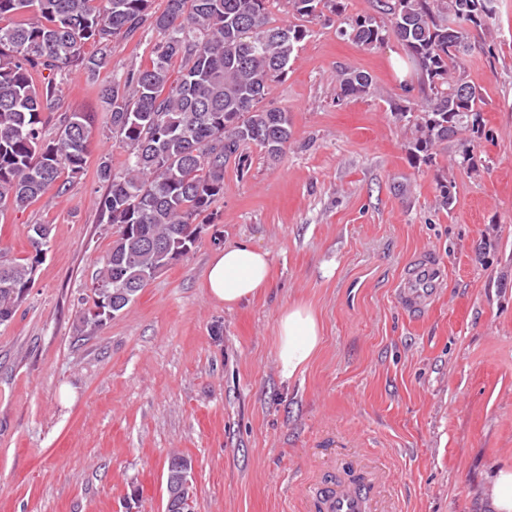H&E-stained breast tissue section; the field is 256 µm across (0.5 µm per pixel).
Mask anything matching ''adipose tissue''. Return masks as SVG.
I'll return each instance as SVG.
<instances>
[{"instance_id":"obj_1","label":"adipose tissue","mask_w":512,"mask_h":512,"mask_svg":"<svg viewBox=\"0 0 512 512\" xmlns=\"http://www.w3.org/2000/svg\"><path fill=\"white\" fill-rule=\"evenodd\" d=\"M272 278L267 250L242 241L217 251L208 264L205 286L209 296L234 307L253 300ZM321 326L309 305L284 308L276 325V351L285 379L304 372L321 344Z\"/></svg>"}]
</instances>
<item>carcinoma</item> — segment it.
Instances as JSON below:
<instances>
[{
	"mask_svg": "<svg viewBox=\"0 0 512 512\" xmlns=\"http://www.w3.org/2000/svg\"><path fill=\"white\" fill-rule=\"evenodd\" d=\"M267 2L167 0L156 13L151 0H0V213L26 210L53 186L61 194L84 174L94 117L61 111L69 72L99 76L111 64L115 40L147 22L160 35L144 67L100 88L126 159L118 171L105 157L98 165L107 183L99 208L114 232L111 250L91 275L93 307L82 324H103L192 251L202 229L197 219L224 194L230 159L244 168L254 147L271 161L284 155L288 113L259 103L286 72L306 24L339 18L345 7L343 0H283L294 21L273 26ZM482 3L376 0L381 19L357 16L337 28L364 48L393 37L414 61L424 94L420 112L396 107L414 153L427 155L480 125L484 98L465 73L472 40L495 15ZM336 80L339 100L360 98L372 86L368 73L349 67L337 68ZM50 234V225H32L35 252ZM34 263L0 248V324L14 317ZM187 470L188 459L169 457L167 499L193 491L182 483Z\"/></svg>",
	"mask_w": 512,
	"mask_h": 512,
	"instance_id": "cac0c4a2",
	"label": "carcinoma"
}]
</instances>
